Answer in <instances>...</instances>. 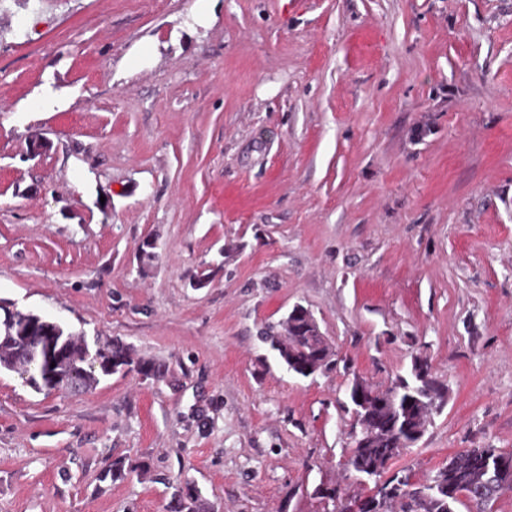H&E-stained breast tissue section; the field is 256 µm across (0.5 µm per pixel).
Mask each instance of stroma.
I'll use <instances>...</instances> for the list:
<instances>
[{"instance_id":"35a3bbf8","label":"stroma","mask_w":512,"mask_h":512,"mask_svg":"<svg viewBox=\"0 0 512 512\" xmlns=\"http://www.w3.org/2000/svg\"><path fill=\"white\" fill-rule=\"evenodd\" d=\"M0 302L167 368L0 371V512H323L348 384L417 355L391 471L512 450V0H0ZM297 304L306 379L259 338Z\"/></svg>"}]
</instances>
